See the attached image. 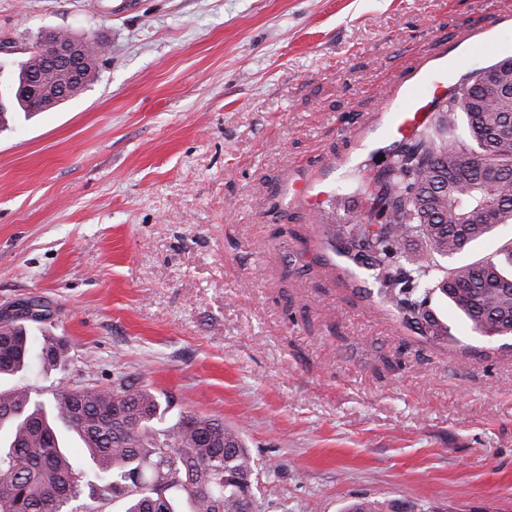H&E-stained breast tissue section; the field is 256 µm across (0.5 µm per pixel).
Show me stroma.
Returning a JSON list of instances; mask_svg holds the SVG:
<instances>
[{"instance_id": "stroma-1", "label": "stroma", "mask_w": 512, "mask_h": 512, "mask_svg": "<svg viewBox=\"0 0 512 512\" xmlns=\"http://www.w3.org/2000/svg\"><path fill=\"white\" fill-rule=\"evenodd\" d=\"M53 30L107 50L0 131V310L41 297L71 345L18 381L123 373L223 418L259 512H512V348L443 303L451 339L419 336L322 230L361 209L412 62L458 82L512 52V0H0V62Z\"/></svg>"}]
</instances>
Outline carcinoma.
I'll use <instances>...</instances> for the list:
<instances>
[{
    "label": "carcinoma",
    "mask_w": 512,
    "mask_h": 512,
    "mask_svg": "<svg viewBox=\"0 0 512 512\" xmlns=\"http://www.w3.org/2000/svg\"><path fill=\"white\" fill-rule=\"evenodd\" d=\"M97 61L94 49L82 55L77 81L26 57L1 64L0 126L13 112L29 117L44 101L58 106L82 95L98 80ZM503 88L512 89V56L450 93L387 165L360 176L363 207L350 222L324 228L333 250L370 271L377 297L433 343L451 337L432 306L437 297L474 332L512 338V241L477 261L440 263L512 226V133L502 131L512 96ZM30 302L41 320L0 314V379L26 369L30 324L51 316L42 299ZM38 358L43 370H56L70 360V346L44 330ZM4 428L0 512H95L114 501L124 512H246L257 472L241 431L178 411L174 396L121 375L107 387L61 381L45 400L30 384L0 387ZM64 431L81 441L85 464L64 451Z\"/></svg>",
    "instance_id": "carcinoma-1"
}]
</instances>
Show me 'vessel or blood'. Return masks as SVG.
<instances>
[{
    "label": "vessel or blood",
    "mask_w": 512,
    "mask_h": 512,
    "mask_svg": "<svg viewBox=\"0 0 512 512\" xmlns=\"http://www.w3.org/2000/svg\"><path fill=\"white\" fill-rule=\"evenodd\" d=\"M417 73L424 86L423 92L409 93L403 98L400 108L392 112L386 124V134L395 138L411 132L415 127L421 126L428 119V110L435 99H443L448 95V69L441 66L437 68L417 63Z\"/></svg>",
    "instance_id": "obj_1"
}]
</instances>
